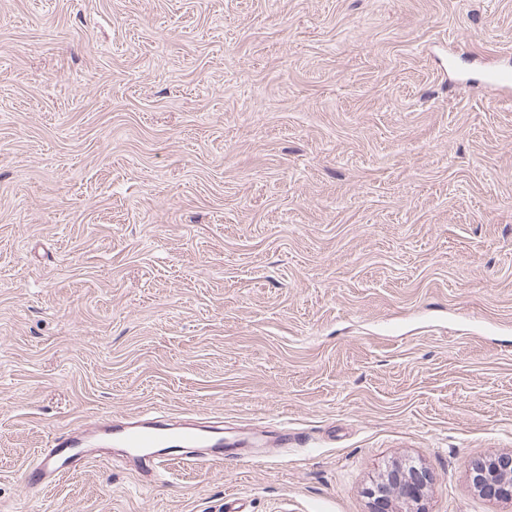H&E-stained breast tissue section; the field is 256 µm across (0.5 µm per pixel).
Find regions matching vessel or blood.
<instances>
[{
  "instance_id": "1",
  "label": "vessel or blood",
  "mask_w": 512,
  "mask_h": 512,
  "mask_svg": "<svg viewBox=\"0 0 512 512\" xmlns=\"http://www.w3.org/2000/svg\"><path fill=\"white\" fill-rule=\"evenodd\" d=\"M298 439V434L284 425L268 437L230 431L218 423L172 425L167 416L148 412L123 424L104 420L51 434L41 460L25 470L21 485L27 494L50 487L91 461L110 458L116 448L122 449L139 473L152 477L165 462L183 458L191 451L199 461L214 462L223 460L230 448H285Z\"/></svg>"
}]
</instances>
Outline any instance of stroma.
Returning a JSON list of instances; mask_svg holds the SVG:
<instances>
[{"instance_id":"obj_1","label":"stroma","mask_w":512,"mask_h":512,"mask_svg":"<svg viewBox=\"0 0 512 512\" xmlns=\"http://www.w3.org/2000/svg\"><path fill=\"white\" fill-rule=\"evenodd\" d=\"M504 64L512 0H0V512H512ZM151 407L307 441L21 493ZM471 484L489 500L512 503V454L475 464ZM431 482L422 467L393 465L369 490V512H427L424 501Z\"/></svg>"}]
</instances>
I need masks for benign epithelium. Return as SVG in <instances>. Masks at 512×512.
Wrapping results in <instances>:
<instances>
[{"instance_id":"7a95c632","label":"benign epithelium","mask_w":512,"mask_h":512,"mask_svg":"<svg viewBox=\"0 0 512 512\" xmlns=\"http://www.w3.org/2000/svg\"><path fill=\"white\" fill-rule=\"evenodd\" d=\"M431 482L426 469L396 464L369 490V512H427L425 494ZM471 484L490 500L512 503V454L475 464Z\"/></svg>"}]
</instances>
